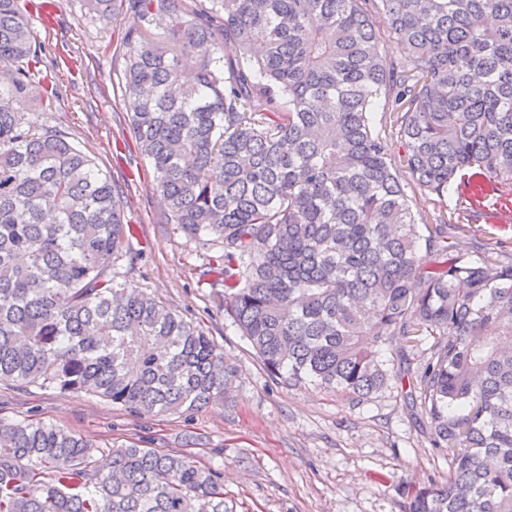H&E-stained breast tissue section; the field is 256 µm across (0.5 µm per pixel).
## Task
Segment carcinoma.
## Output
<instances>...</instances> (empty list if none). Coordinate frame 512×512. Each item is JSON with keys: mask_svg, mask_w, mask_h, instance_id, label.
<instances>
[{"mask_svg": "<svg viewBox=\"0 0 512 512\" xmlns=\"http://www.w3.org/2000/svg\"><path fill=\"white\" fill-rule=\"evenodd\" d=\"M85 2L102 21L118 7ZM138 2L172 46L126 40L123 101L170 223L224 247V313L271 375L356 401L410 374L427 341L411 409L448 475L403 490V512H512V262L454 254L448 219L428 223L399 173L440 199L512 185V0ZM35 6L0 0V382L155 415L206 407L235 369L119 280L121 194L42 113L13 107L42 62ZM378 107L396 113L399 157ZM97 452L0 419V512H228L217 472L185 455L113 446L102 472Z\"/></svg>", "mask_w": 512, "mask_h": 512, "instance_id": "1", "label": "carcinoma"}]
</instances>
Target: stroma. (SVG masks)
<instances>
[{
  "label": "stroma",
  "instance_id": "35a3bbf8",
  "mask_svg": "<svg viewBox=\"0 0 512 512\" xmlns=\"http://www.w3.org/2000/svg\"><path fill=\"white\" fill-rule=\"evenodd\" d=\"M46 12L50 20L36 12L30 25L58 97L49 107L39 97L19 99L16 111H48L50 124L108 173L122 193L136 253L120 258L117 272L202 327L237 374L223 400L158 416L92 394L1 382L0 419L63 426L98 446L103 470L115 443L186 454L219 470L234 512H402L400 487L448 474L425 421L410 415L408 381L392 380L357 403L314 384L274 380L224 314L223 248L169 223L154 195L155 172L136 148L123 102V40L146 32L163 47L162 32L126 4L106 23L92 19L83 0H49ZM402 182L426 217L448 215V241L464 259H512L511 193H490L468 211L457 190L438 202L410 175Z\"/></svg>",
  "mask_w": 512,
  "mask_h": 512
}]
</instances>
